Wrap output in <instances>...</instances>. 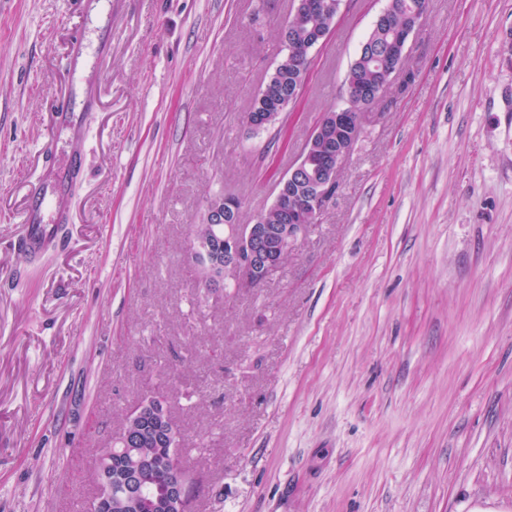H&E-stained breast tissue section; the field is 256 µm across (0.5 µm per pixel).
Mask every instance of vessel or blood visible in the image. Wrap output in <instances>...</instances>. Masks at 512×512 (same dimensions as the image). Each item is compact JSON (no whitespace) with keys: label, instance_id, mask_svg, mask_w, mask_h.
Returning <instances> with one entry per match:
<instances>
[{"label":"vessel or blood","instance_id":"vessel-or-blood-1","mask_svg":"<svg viewBox=\"0 0 512 512\" xmlns=\"http://www.w3.org/2000/svg\"><path fill=\"white\" fill-rule=\"evenodd\" d=\"M100 97V85L96 82L79 89L69 87L51 109L53 127L70 133V156L63 166L46 162L41 173L30 183L24 206L18 214L23 230L13 242L15 250L29 261H36L60 246L64 229L73 221L70 188L85 173L87 130L84 115L98 109Z\"/></svg>","mask_w":512,"mask_h":512}]
</instances>
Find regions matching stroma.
Here are the masks:
<instances>
[{
	"label": "stroma",
	"mask_w": 512,
	"mask_h": 512,
	"mask_svg": "<svg viewBox=\"0 0 512 512\" xmlns=\"http://www.w3.org/2000/svg\"><path fill=\"white\" fill-rule=\"evenodd\" d=\"M0 0V512H70L149 390L197 512H512V0H430L318 224L210 288L208 201L269 208L387 0H344L282 137L244 116L294 0ZM112 52L64 70L68 41ZM102 81L66 244H10L54 132ZM171 421L177 428V424L168 411ZM133 419L137 420L140 417L151 414L153 415L164 427L166 434L169 437V443L171 448H175L179 445L180 436L177 429L168 421L166 415V406L162 402L152 400L150 398L143 399L134 409L130 411Z\"/></svg>",
	"instance_id": "35a3bbf8"
}]
</instances>
